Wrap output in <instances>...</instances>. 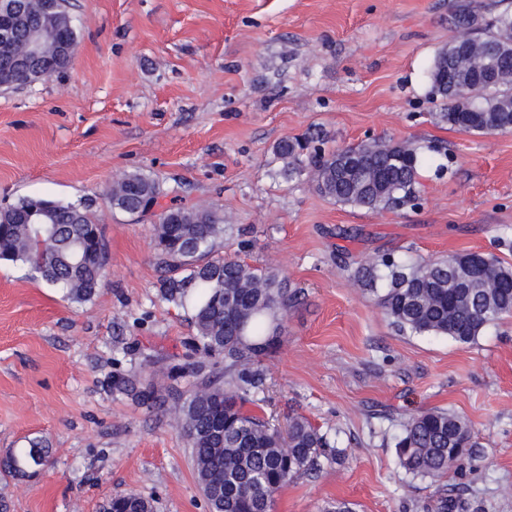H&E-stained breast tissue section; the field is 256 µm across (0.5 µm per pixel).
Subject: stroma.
I'll list each match as a JSON object with an SVG mask.
<instances>
[{
  "label": "stroma",
  "mask_w": 512,
  "mask_h": 512,
  "mask_svg": "<svg viewBox=\"0 0 512 512\" xmlns=\"http://www.w3.org/2000/svg\"><path fill=\"white\" fill-rule=\"evenodd\" d=\"M462 0H67L76 47L62 72L0 89V208L28 197L93 203L110 251L78 304L24 266H0V457L51 448L33 477L0 474V512H102L135 492L157 512H208L185 437L118 393L146 355L182 365L195 330L163 300L149 215L112 211L117 174L152 175L186 202L223 207L217 248L281 273L299 295L264 357L258 415L299 414L341 459L290 482L273 512H425L437 486L465 512H512V318L475 343L400 332L357 283L391 256L468 252L512 265V131L439 122L426 69ZM323 133L422 158L420 198L378 213L288 180L274 145ZM463 417L477 468L412 478L396 440L413 415Z\"/></svg>",
  "instance_id": "obj_1"
}]
</instances>
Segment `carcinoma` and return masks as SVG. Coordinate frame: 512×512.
Segmentation results:
<instances>
[{
	"label": "carcinoma",
	"instance_id": "cac0c4a2",
	"mask_svg": "<svg viewBox=\"0 0 512 512\" xmlns=\"http://www.w3.org/2000/svg\"><path fill=\"white\" fill-rule=\"evenodd\" d=\"M44 37V60L62 69L59 44L76 45L73 17L46 0H14ZM452 26L479 44L480 64L462 66L454 39L431 63L427 76L439 121L465 133L512 130V13L487 18L463 4ZM25 30L0 41V84L24 83L11 67L23 51ZM473 87L461 101L460 81ZM311 140L284 138L274 146L290 179L304 175L333 201L369 211L396 208L416 197L420 159L415 149L373 140L340 150L310 146ZM168 191L149 174L122 173L107 200L116 212L139 220ZM224 208L167 206L158 214L155 248L166 271L162 297L190 313L195 347L205 359L193 363L195 381L182 392L165 385L179 368L159 372L150 365L120 376L118 389L141 405L165 410L187 439L199 487L211 512H271L275 494L293 479L334 462L341 451L303 416L288 418L286 435L244 410L263 390L262 357L276 351L283 318L297 301L284 278L215 253L224 238ZM482 274L469 288L458 286L454 257L424 262L410 271L395 259L367 272L372 288L382 287L378 305L398 330L474 342L488 327L512 316V268L482 253ZM109 252L99 220L88 206L25 198L0 210V262L28 266L75 303L90 301L103 284ZM463 418L429 409L413 416L396 443L400 465L415 477L438 479L449 466L481 459L479 444ZM50 448L35 440L11 452L0 471L27 476L44 465ZM458 496L441 493L430 512H462ZM104 512H154L152 501L130 492L113 498Z\"/></svg>",
	"mask_w": 512,
	"mask_h": 512
}]
</instances>
